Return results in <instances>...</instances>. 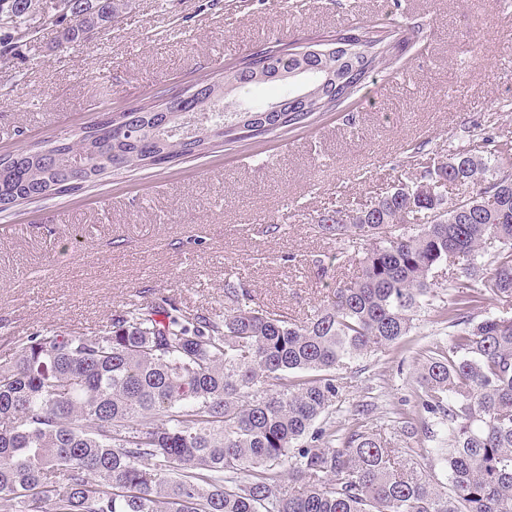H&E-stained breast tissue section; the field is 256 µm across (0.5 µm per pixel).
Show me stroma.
<instances>
[{"instance_id":"35a3bbf8","label":"stroma","mask_w":512,"mask_h":512,"mask_svg":"<svg viewBox=\"0 0 512 512\" xmlns=\"http://www.w3.org/2000/svg\"><path fill=\"white\" fill-rule=\"evenodd\" d=\"M367 22L418 23L426 36L369 78L356 105L0 213V353L36 330L94 335L137 296L223 308L230 274L265 309L306 317L357 271L318 233L317 214L373 200L483 134L512 133L501 109L512 100V0H304L296 13L286 0H132L101 40L63 45L38 28L24 59L0 66V154L220 77L257 46H305ZM273 223L283 231L270 240L262 227ZM292 252L301 264L283 262ZM448 333L427 308L402 344L337 367V428L360 420L386 435L413 414L417 370ZM363 403L374 409L360 419Z\"/></svg>"}]
</instances>
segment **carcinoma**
<instances>
[{
    "mask_svg": "<svg viewBox=\"0 0 512 512\" xmlns=\"http://www.w3.org/2000/svg\"><path fill=\"white\" fill-rule=\"evenodd\" d=\"M130 0H56L44 26L61 44L107 29ZM33 0H0V58L21 54ZM377 24L339 31L348 68L333 94L297 100L282 116L238 112L215 83L182 99L112 113L97 128L0 156V212L75 191L70 157L100 175L200 154L187 118L206 116L224 142L301 128L356 99L422 35ZM238 65L292 70L297 59L258 48ZM422 166L418 177L357 207L318 214L319 232L361 251L357 274L298 321L267 311L240 279L224 282V310L186 315L175 299L126 302L93 335L33 333L0 359V512H512V318H477L492 296L512 298V137L482 139ZM455 195H449V192ZM447 200V212L437 217ZM448 268V284L435 274ZM450 288H467L452 296ZM435 308L451 328L417 370L419 411L406 439L436 447L400 460L387 439L330 421L333 370L410 335Z\"/></svg>",
    "mask_w": 512,
    "mask_h": 512,
    "instance_id": "cac0c4a2",
    "label": "carcinoma"
}]
</instances>
